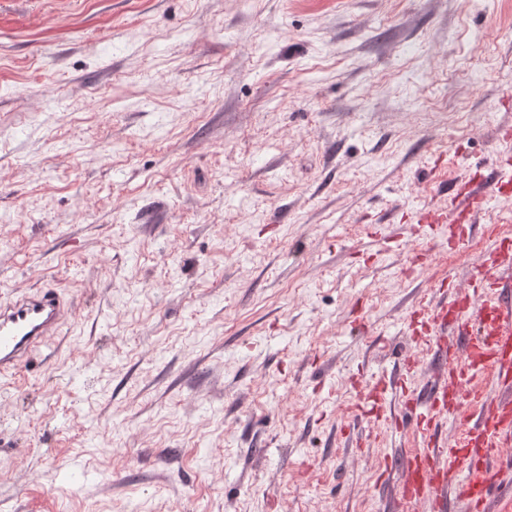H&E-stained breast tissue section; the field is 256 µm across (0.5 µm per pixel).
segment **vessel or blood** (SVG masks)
Masks as SVG:
<instances>
[{"mask_svg": "<svg viewBox=\"0 0 512 512\" xmlns=\"http://www.w3.org/2000/svg\"><path fill=\"white\" fill-rule=\"evenodd\" d=\"M468 215L479 213L489 191L469 187L457 189ZM504 242H495L488 258L473 277L472 293L434 308L432 343L440 361L425 402L426 411L417 419L425 445L413 454L398 494L401 499L427 505L441 512L449 490L465 496L470 512H487L493 479L491 461L498 448L512 443V294L502 291L499 256ZM73 305L58 289L33 288L0 297V378L16 375L29 365L46 344L60 335ZM461 339L455 351H447V332ZM491 363L505 392L488 401L477 417V434L462 447L435 440L434 418L460 410L467 396L463 386L470 371Z\"/></svg>", "mask_w": 512, "mask_h": 512, "instance_id": "vessel-or-blood-1", "label": "vessel or blood"}]
</instances>
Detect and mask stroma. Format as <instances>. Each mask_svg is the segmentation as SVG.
<instances>
[{"label":"stroma","mask_w":512,"mask_h":512,"mask_svg":"<svg viewBox=\"0 0 512 512\" xmlns=\"http://www.w3.org/2000/svg\"><path fill=\"white\" fill-rule=\"evenodd\" d=\"M502 125L512 0H0V296L73 301L0 379V512H429L411 427L351 421L512 242V187L413 236Z\"/></svg>","instance_id":"stroma-1"}]
</instances>
